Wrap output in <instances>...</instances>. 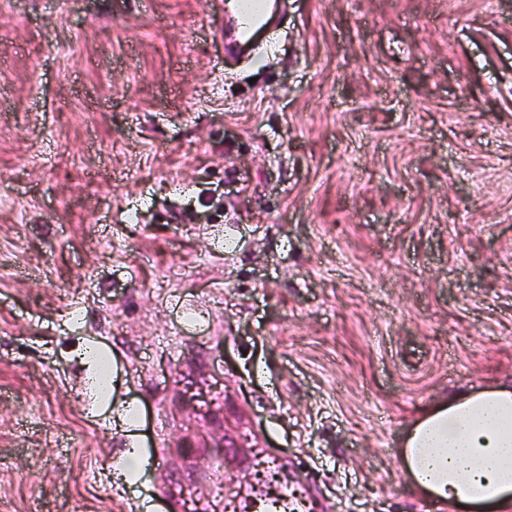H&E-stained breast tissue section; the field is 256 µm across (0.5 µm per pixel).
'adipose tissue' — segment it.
<instances>
[{"mask_svg": "<svg viewBox=\"0 0 512 512\" xmlns=\"http://www.w3.org/2000/svg\"><path fill=\"white\" fill-rule=\"evenodd\" d=\"M408 476L453 512L488 506L512 512V389L457 394L428 409L406 435Z\"/></svg>", "mask_w": 512, "mask_h": 512, "instance_id": "ef3b65f1", "label": "adipose tissue"}]
</instances>
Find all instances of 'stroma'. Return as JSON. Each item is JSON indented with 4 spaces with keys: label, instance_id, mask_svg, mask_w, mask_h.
<instances>
[{
    "label": "stroma",
    "instance_id": "stroma-1",
    "mask_svg": "<svg viewBox=\"0 0 512 512\" xmlns=\"http://www.w3.org/2000/svg\"><path fill=\"white\" fill-rule=\"evenodd\" d=\"M285 2L230 58L223 0H0V512H225L264 448L445 512L400 440L512 386V0ZM84 366L86 367L90 386L94 392L100 391L102 388L109 389L110 383L104 386L101 381L104 362L94 354L93 350L87 349L82 355ZM143 453L132 446V448L128 449L124 454V459L121 467L116 468V472H118L126 485L132 486L139 482L140 478L143 475V464L142 458ZM131 472L134 473L135 478H132Z\"/></svg>",
    "mask_w": 512,
    "mask_h": 512
}]
</instances>
